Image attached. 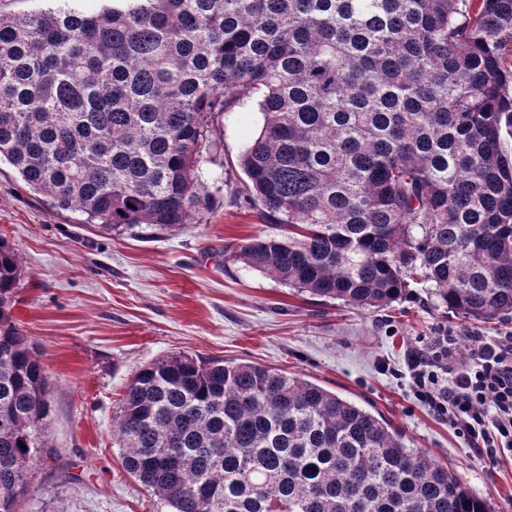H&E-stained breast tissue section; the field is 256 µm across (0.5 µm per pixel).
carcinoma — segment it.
Listing matches in <instances>:
<instances>
[{
	"instance_id": "cac0c4a2",
	"label": "carcinoma",
	"mask_w": 512,
	"mask_h": 512,
	"mask_svg": "<svg viewBox=\"0 0 512 512\" xmlns=\"http://www.w3.org/2000/svg\"><path fill=\"white\" fill-rule=\"evenodd\" d=\"M256 96L240 167L281 234L234 256L380 309L423 285L512 314V0H121L0 14V159L53 209L122 233L213 209L214 118ZM0 237V512L44 452L50 388ZM122 464L171 512H494L448 464L319 384L174 353L128 384Z\"/></svg>"
}]
</instances>
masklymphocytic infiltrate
Masks as SVG:
<instances>
[{"mask_svg":"<svg viewBox=\"0 0 512 512\" xmlns=\"http://www.w3.org/2000/svg\"><path fill=\"white\" fill-rule=\"evenodd\" d=\"M457 344L449 332L412 351L410 386L419 401L493 464L501 453L512 452V336L477 338L462 366L452 361Z\"/></svg>","mask_w":512,"mask_h":512,"instance_id":"f902f5d3","label":"lymphocytic infiltrate"}]
</instances>
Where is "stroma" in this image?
Wrapping results in <instances>:
<instances>
[{"instance_id": "stroma-1", "label": "stroma", "mask_w": 512, "mask_h": 512, "mask_svg": "<svg viewBox=\"0 0 512 512\" xmlns=\"http://www.w3.org/2000/svg\"><path fill=\"white\" fill-rule=\"evenodd\" d=\"M113 4L0 0V13L95 15ZM238 96L215 121L222 151L201 164L216 206L177 231L117 234L81 223L80 213L55 211L0 163V237L23 270L13 315L52 384L44 432L51 453L17 512H170L123 469L113 426L135 371L179 352L279 369L380 413L495 512H512V459L489 466L414 398L404 377L419 342L447 331L511 335L512 318L463 320L424 288L377 312L320 301L225 255V246L276 231L262 205L245 199L239 156L263 116L249 92Z\"/></svg>"}]
</instances>
